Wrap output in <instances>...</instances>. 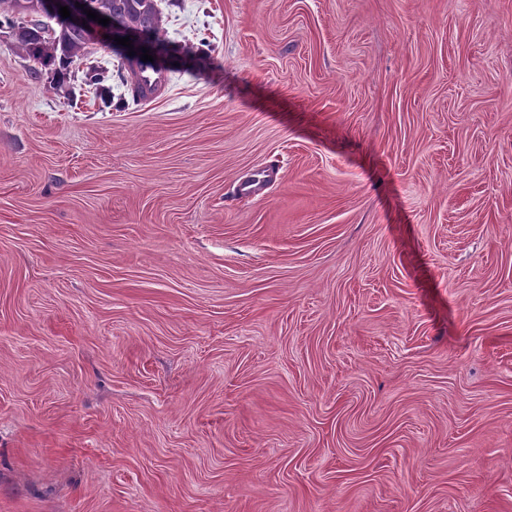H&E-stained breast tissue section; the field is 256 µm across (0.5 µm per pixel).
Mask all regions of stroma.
<instances>
[{
    "instance_id": "obj_1",
    "label": "stroma",
    "mask_w": 512,
    "mask_h": 512,
    "mask_svg": "<svg viewBox=\"0 0 512 512\" xmlns=\"http://www.w3.org/2000/svg\"><path fill=\"white\" fill-rule=\"evenodd\" d=\"M158 6L0 28V512H512V0ZM92 1L98 8L113 15L96 9L90 0H45L43 2L42 0H0V27L3 26V21H5L10 28H13L15 27L14 17L16 15H30L32 26L25 32L16 30L17 35L22 33L19 37H15V41L18 50L25 58L42 67L55 65L57 61L62 66H68L77 59L83 58L88 53L89 46L86 35L90 44L98 45H103L102 39L110 31H112L110 40L113 39L112 34L116 32H118L117 37L129 36V40H132L133 50L137 52V55L133 53V56H129L130 48L116 45L114 40L112 43V49L115 50L121 60L118 68L119 78L123 85L128 87L129 91V97L124 95L118 99V107L126 108L131 103L138 105L142 100L143 90L136 80V73L137 69L145 62L141 60V57L134 63L125 61L121 54L128 60H135L142 54V46L147 48L150 34L136 29H144L152 34L155 54L163 55L177 52L176 46L160 35L163 21L162 12L158 8L156 0ZM76 2H79L80 7L75 6ZM81 4H85V7L81 8ZM60 6H68L71 11L70 17L64 18L70 25L59 14ZM42 9L47 13L56 14L55 16H46V18L54 20L57 28L40 19ZM85 9L95 11L101 17L110 18V23L103 26L92 19H88L87 14L84 13ZM114 15L120 19L123 27L133 29L121 28ZM73 26L82 28L86 35L81 29ZM47 28H49L51 34L46 31ZM117 48L121 54L116 51ZM139 77L148 94V99H151L155 94L165 90L169 71L152 65H144L139 70Z\"/></svg>"
}]
</instances>
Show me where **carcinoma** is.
<instances>
[{"instance_id":"obj_1","label":"carcinoma","mask_w":512,"mask_h":512,"mask_svg":"<svg viewBox=\"0 0 512 512\" xmlns=\"http://www.w3.org/2000/svg\"><path fill=\"white\" fill-rule=\"evenodd\" d=\"M42 0H0V27H15L14 17L20 14L31 16L29 30L15 38L21 54L42 66L49 67L56 63L68 66L87 54L88 43L85 33L67 24L55 15L51 25L41 19ZM96 6L120 19L126 28L144 29L152 34L155 54H174L177 48L160 35L162 12L156 0H93ZM143 65L138 59L131 63L121 61L119 78L128 87L129 96L118 99V107L126 108L138 104L143 97V90L136 80L137 69Z\"/></svg>"}]
</instances>
